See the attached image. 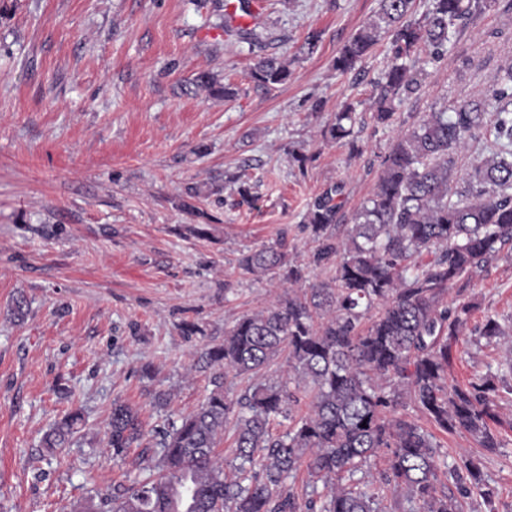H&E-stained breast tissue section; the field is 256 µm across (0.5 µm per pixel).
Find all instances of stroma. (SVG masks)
Returning a JSON list of instances; mask_svg holds the SVG:
<instances>
[{
	"instance_id": "obj_1",
	"label": "stroma",
	"mask_w": 512,
	"mask_h": 512,
	"mask_svg": "<svg viewBox=\"0 0 512 512\" xmlns=\"http://www.w3.org/2000/svg\"><path fill=\"white\" fill-rule=\"evenodd\" d=\"M224 3L0 0V512H70L86 501L107 512L103 498L134 478L139 454L113 457V402L137 409L148 432L192 411L213 388L200 349L287 297V286L243 271L241 253L281 240L305 265V285L327 279L308 263L309 203L340 181L352 217L404 123L466 101L512 59V11L497 0L428 68L399 121L382 126L369 104L388 40L351 73L331 66L378 0H250L237 22L258 34L256 46L225 33ZM263 57L289 63L287 83L250 81ZM203 72L236 97L199 88ZM348 103L362 116L353 141H325L323 126ZM297 147L305 166L290 156ZM196 184L202 219L181 208ZM20 296L29 301L21 319L11 311ZM464 297L475 307L449 381L491 377L501 446L491 453L467 432L411 416L449 460L481 461L493 501L474 495L460 512H512V376L497 372L512 352L478 334L489 315L512 324V256L477 271ZM185 321L199 333L184 335ZM146 363L153 378L142 375ZM159 391L170 396L162 408ZM76 407L85 417L77 442L47 453L43 434Z\"/></svg>"
}]
</instances>
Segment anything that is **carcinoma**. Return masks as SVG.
<instances>
[{
  "label": "carcinoma",
  "instance_id": "obj_1",
  "mask_svg": "<svg viewBox=\"0 0 512 512\" xmlns=\"http://www.w3.org/2000/svg\"><path fill=\"white\" fill-rule=\"evenodd\" d=\"M496 0H431L422 14L415 0H378L375 17L338 51L333 68L348 74L384 37L392 58L375 82L373 119L395 121L396 107L420 94L425 66L440 64L448 45ZM288 65L261 58L251 80L267 89L286 83ZM198 86L231 98L208 73ZM357 116L346 105L323 127L341 140L354 133ZM478 145L487 153L465 169L460 154ZM370 198L353 215L347 237H336L343 220L344 186H328L309 204L304 223L317 243L309 263L334 271L239 319L224 342L206 346L201 358L215 374L214 389L191 412L160 430L158 461L141 456L146 474L112 495L109 512H385L387 494L400 490L417 507L408 512H458L459 499L491 500L481 463H448L431 433L407 413L412 405L445 432L464 430L489 452L499 440L485 383L463 389L448 383L458 359L453 341L473 305L444 304L455 289L469 287L474 269L512 252V64L500 68L483 96L426 112L402 130L381 156ZM238 265L257 275H279L293 286L304 268L291 260L284 241L240 255ZM378 316L363 326L366 315ZM479 335H506L486 318ZM288 351V378L258 381L233 398L224 374L256 375ZM309 399V410L300 406ZM288 420L281 434L278 419ZM235 427V463L226 468L215 448L229 422ZM81 411L57 422L42 440L50 453L67 448L80 432ZM108 444L123 457L143 438L138 412L112 403ZM383 458L378 484L365 481ZM306 468L307 497L283 492ZM445 470L452 488L439 489Z\"/></svg>",
  "mask_w": 512,
  "mask_h": 512
}]
</instances>
